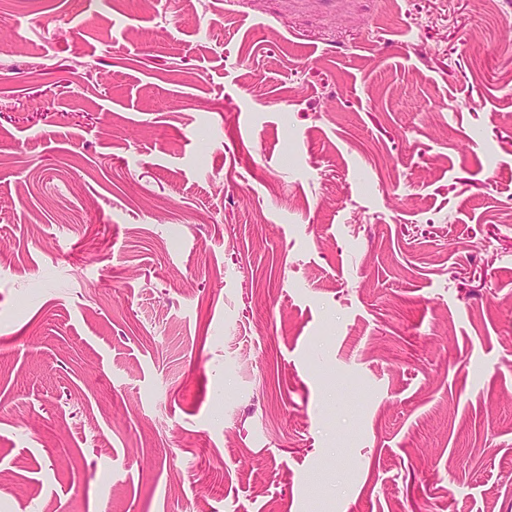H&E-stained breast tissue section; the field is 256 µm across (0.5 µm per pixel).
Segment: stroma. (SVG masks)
<instances>
[{"mask_svg":"<svg viewBox=\"0 0 512 512\" xmlns=\"http://www.w3.org/2000/svg\"><path fill=\"white\" fill-rule=\"evenodd\" d=\"M0 512H512V0H0Z\"/></svg>","mask_w":512,"mask_h":512,"instance_id":"1","label":"stroma"}]
</instances>
